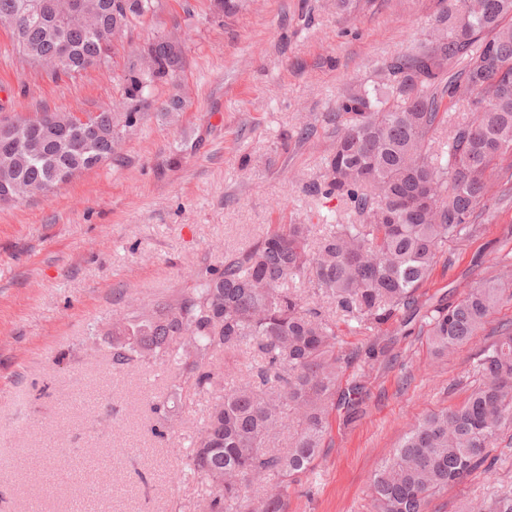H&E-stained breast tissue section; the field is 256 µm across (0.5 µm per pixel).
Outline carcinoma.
Wrapping results in <instances>:
<instances>
[{
	"label": "carcinoma",
	"mask_w": 512,
	"mask_h": 512,
	"mask_svg": "<svg viewBox=\"0 0 512 512\" xmlns=\"http://www.w3.org/2000/svg\"><path fill=\"white\" fill-rule=\"evenodd\" d=\"M67 20L70 56L54 62V14L14 38L18 53L53 79L109 66L118 27L137 18L139 0H79ZM512 0H450L415 51L386 59L372 84L337 99L336 141L323 180L308 192L350 205L355 220L328 224L317 246L312 227L290 224L194 273L195 287L112 321V366L121 372L159 364L176 394L216 392L208 417L173 472L207 492L199 512H286L288 488L312 472L336 405L339 372L353 354L337 349L336 318L366 336L416 320L432 355L466 346L512 301L505 270L451 304L425 306L420 290L448 242L481 229L480 207L494 200V162L512 155ZM155 74L120 77L124 106L101 107L95 122L37 111L0 119V207L53 193L76 173L121 162L123 144L157 109L183 107L152 98L183 67L184 51L155 43ZM463 107L471 121H454ZM448 125L445 149L434 135ZM9 129L11 141L1 135ZM473 364L478 384L459 405L435 410L403 436L372 479L373 512H428L432 498L491 466L499 433L512 427V323L500 324ZM254 350L245 382L224 388V370ZM157 437L178 427L168 402L154 407ZM288 430L287 449L278 448ZM460 512H512V493L471 500Z\"/></svg>",
	"instance_id": "obj_1"
}]
</instances>
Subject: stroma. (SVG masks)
Here are the masks:
<instances>
[{
	"mask_svg": "<svg viewBox=\"0 0 512 512\" xmlns=\"http://www.w3.org/2000/svg\"><path fill=\"white\" fill-rule=\"evenodd\" d=\"M439 0H248L214 15L210 0H161L137 25L146 40L178 30L184 66L154 96L178 92L177 120L150 111L124 146L122 164L76 175L47 197L0 208V512H195L200 480L171 483L212 397L170 398L159 367L120 373L111 362L114 317L128 302L169 299L194 271L222 268L278 227L347 224L345 203L312 196L335 140L328 120L353 82H372L379 62L410 52L437 24ZM126 47L108 68L51 80L22 64L0 28V116L40 109L94 112L121 95ZM309 127L307 138L297 136ZM503 196L484 231L449 242L422 302H454L512 267V184L497 161ZM355 359L340 389L360 403L336 408L313 473L288 491V512H371L370 482L409 427L461 403L474 379L481 333L436 359L419 329L371 338L340 324ZM170 400L180 422L152 434L153 405ZM512 493V427L494 443L491 467L436 497L429 512Z\"/></svg>",
	"mask_w": 512,
	"mask_h": 512,
	"instance_id": "35a3bbf8",
	"label": "stroma"
}]
</instances>
